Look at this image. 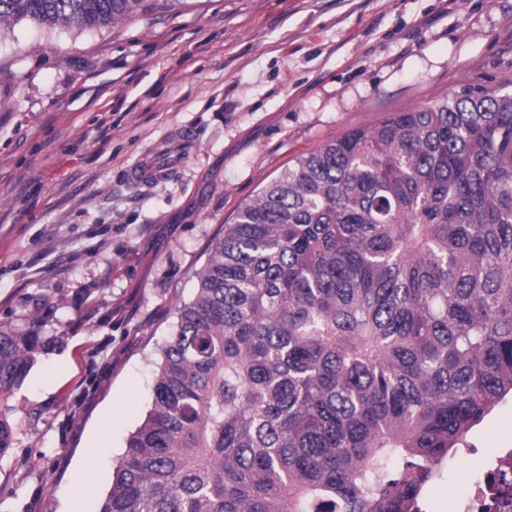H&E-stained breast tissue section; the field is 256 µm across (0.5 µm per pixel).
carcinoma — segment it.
Returning <instances> with one entry per match:
<instances>
[{"instance_id": "cac0c4a2", "label": "carcinoma", "mask_w": 512, "mask_h": 512, "mask_svg": "<svg viewBox=\"0 0 512 512\" xmlns=\"http://www.w3.org/2000/svg\"><path fill=\"white\" fill-rule=\"evenodd\" d=\"M146 0H0L97 26ZM0 327V398L37 360ZM99 512H417L512 396V92L465 87L305 155L209 245ZM0 418V459L12 445Z\"/></svg>"}]
</instances>
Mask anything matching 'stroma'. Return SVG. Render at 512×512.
<instances>
[{
    "label": "stroma",
    "mask_w": 512,
    "mask_h": 512,
    "mask_svg": "<svg viewBox=\"0 0 512 512\" xmlns=\"http://www.w3.org/2000/svg\"><path fill=\"white\" fill-rule=\"evenodd\" d=\"M512 91V0H174L0 26V324L47 343L0 399V512H98L211 240L296 160L463 87ZM196 129L163 179L130 167ZM512 448V399L468 435ZM483 456L445 462L454 512Z\"/></svg>",
    "instance_id": "obj_1"
}]
</instances>
